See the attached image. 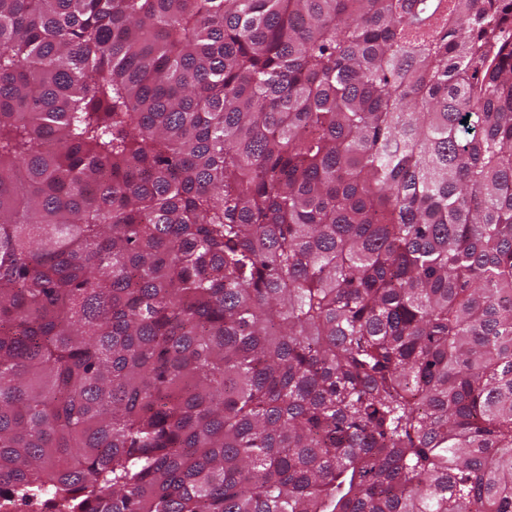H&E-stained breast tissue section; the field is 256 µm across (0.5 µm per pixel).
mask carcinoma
Instances as JSON below:
<instances>
[{
  "label": "carcinoma",
  "instance_id": "carcinoma-1",
  "mask_svg": "<svg viewBox=\"0 0 512 512\" xmlns=\"http://www.w3.org/2000/svg\"><path fill=\"white\" fill-rule=\"evenodd\" d=\"M0 512H512V0H0Z\"/></svg>",
  "mask_w": 512,
  "mask_h": 512
}]
</instances>
